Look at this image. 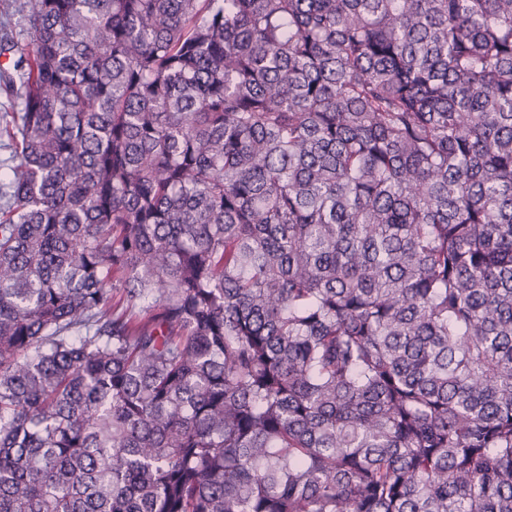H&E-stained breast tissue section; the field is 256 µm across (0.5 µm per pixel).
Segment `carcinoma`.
Masks as SVG:
<instances>
[{"label":"carcinoma","mask_w":512,"mask_h":512,"mask_svg":"<svg viewBox=\"0 0 512 512\" xmlns=\"http://www.w3.org/2000/svg\"><path fill=\"white\" fill-rule=\"evenodd\" d=\"M0 512H512V0H21Z\"/></svg>","instance_id":"1"}]
</instances>
